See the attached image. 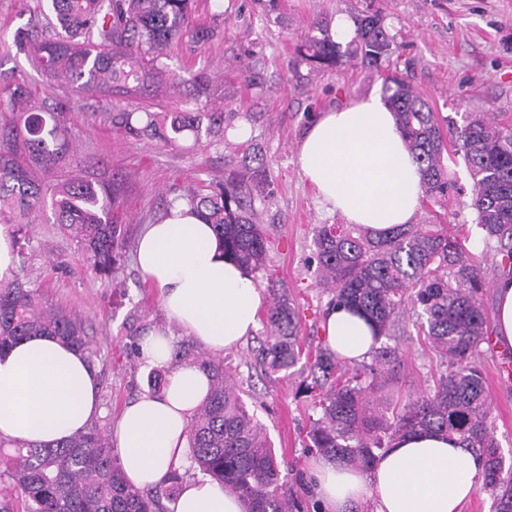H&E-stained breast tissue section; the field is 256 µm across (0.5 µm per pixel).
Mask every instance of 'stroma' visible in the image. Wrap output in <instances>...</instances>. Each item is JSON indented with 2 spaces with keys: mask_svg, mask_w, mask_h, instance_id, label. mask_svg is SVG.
I'll return each instance as SVG.
<instances>
[{
  "mask_svg": "<svg viewBox=\"0 0 512 512\" xmlns=\"http://www.w3.org/2000/svg\"><path fill=\"white\" fill-rule=\"evenodd\" d=\"M44 0H0V71L27 79L32 97L46 111L66 100L68 153L54 170L57 179L78 171L107 174L124 182L119 222L124 245L112 276L97 275L75 242L62 236L50 212L36 215L31 243L20 277L53 306L82 316L98 351L103 412L97 422L112 428L126 403L148 389L149 369L139 350L155 329L171 330L156 291L135 266L134 250L144 225L164 214L174 187L223 182L247 144L258 145L271 181L263 223L276 241L269 254L273 279L284 284L300 306V337L306 349L323 338L322 321L329 295L315 281L310 262L317 224L342 218L321 209L299 166V146L320 114L382 92L380 71L350 60L315 72L298 64L296 46L312 24L331 26L335 17L381 11L396 46L389 66L407 75L435 111L452 118L484 112L500 122L512 121V0H198L195 22L215 29L206 43L179 41L168 46L160 65L166 79L147 82L131 99L65 97L55 81L37 72L25 53L13 47L16 29L39 15ZM249 59L253 71L239 65ZM182 82L172 87L170 74ZM218 112L231 107L247 140L219 141L217 136H186L178 144L134 139L112 124L123 110L155 113L178 107ZM469 195L450 202L420 204V224H468ZM266 336L257 327L242 344L223 354L225 366L242 398L266 426L279 457L294 472H306L312 458L305 449L313 416L311 378L303 365L267 371L257 360ZM404 351L400 370L403 390L424 391L437 376L436 361L417 335L399 339ZM498 353L486 355L487 387L495 417V435L503 452L512 451V384L494 379Z\"/></svg>",
  "mask_w": 512,
  "mask_h": 512,
  "instance_id": "stroma-1",
  "label": "stroma"
}]
</instances>
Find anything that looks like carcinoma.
Returning <instances> with one entry per match:
<instances>
[{"label":"carcinoma","mask_w":512,"mask_h":512,"mask_svg":"<svg viewBox=\"0 0 512 512\" xmlns=\"http://www.w3.org/2000/svg\"><path fill=\"white\" fill-rule=\"evenodd\" d=\"M61 30L47 38L34 21L18 28L13 44L46 76L69 93L95 90L105 97L138 93L147 79L164 74L157 66L164 48L183 39L210 40V30L193 26L194 0H46ZM351 56L376 69L393 53L381 12L354 16ZM300 61L332 68L346 53L328 36L308 35L297 48ZM384 101L422 173L423 197L442 199L456 190L445 153L461 157L469 173L470 208L476 241L462 224H405L376 233L359 224L313 227V261L318 285L331 294L328 307H347L373 329L370 361L356 362L320 343L307 357L320 415L307 431L306 447L349 465L367 467L405 434L438 431L456 435L486 459L482 490L493 512H512V464L495 437V420L482 369L483 348L494 332L484 302L487 282L481 260L495 261L498 275L512 278V125L485 113H466L462 123L432 110L401 76L385 78ZM30 88L14 72L0 71V224L20 258L30 244L27 224L50 206L53 223L76 242L89 266L111 275L123 246L114 218L120 187L103 177L75 178L45 190L37 169L67 156L66 105L51 119L28 107ZM115 122L133 138L175 144L199 135L198 112L176 109L162 128L156 114L142 120L120 112ZM258 166H251L252 162ZM264 162L247 154L224 185L208 191L182 190L167 207L185 205L213 225L224 253L254 280L267 279L271 240L261 224L270 197ZM301 314L285 287L273 290L264 310L269 336L262 365L276 372L303 356ZM414 327L437 364L433 388L401 392L390 402L386 389L400 381L401 352L389 341ZM51 335L97 356L78 316L43 301L16 277L0 283V354L30 336ZM211 377L207 398L188 430L190 467L242 498L246 512H296L305 507L285 491L281 461L266 429L241 398L224 362L193 355ZM182 476L173 473L153 491L125 479L105 429L92 425L54 444L0 440V512H164Z\"/></svg>","instance_id":"cac0c4a2"}]
</instances>
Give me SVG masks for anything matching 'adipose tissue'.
Returning a JSON list of instances; mask_svg holds the SVG:
<instances>
[{"mask_svg":"<svg viewBox=\"0 0 512 512\" xmlns=\"http://www.w3.org/2000/svg\"><path fill=\"white\" fill-rule=\"evenodd\" d=\"M300 168L318 203L347 223L376 230L413 223L422 177L392 112L372 95L323 113L299 151ZM136 265L155 288L180 336L150 333L141 345L147 364L169 369L162 393H143L112 430L131 485L152 487L189 463L187 434L210 379L197 365L174 363L179 338L221 353L257 329L263 292L250 274L225 256L213 228L189 207L146 225ZM330 348L368 358L372 332L346 308L323 323ZM101 413L99 384L85 354L49 336L20 341L0 356V436L50 443L85 429ZM486 469L484 457L439 433L401 437L369 467L328 456L312 463V490L321 512H463ZM166 512H245L238 496L199 477L182 482Z\"/></svg>","mask_w":512,"mask_h":512,"instance_id":"obj_1","label":"adipose tissue"}]
</instances>
